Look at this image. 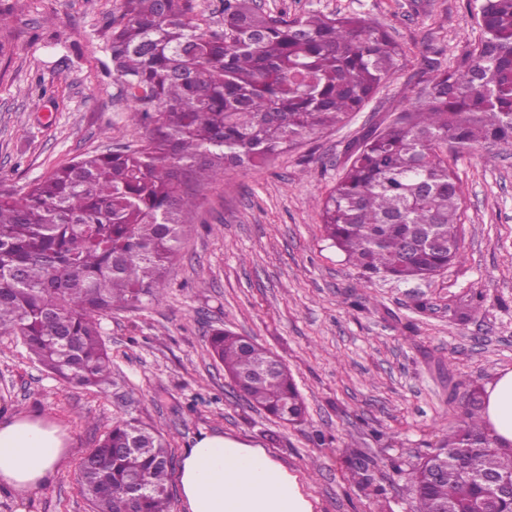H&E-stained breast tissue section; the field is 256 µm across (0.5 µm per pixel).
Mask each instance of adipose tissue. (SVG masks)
Listing matches in <instances>:
<instances>
[{"instance_id":"ef3b65f1","label":"adipose tissue","mask_w":512,"mask_h":512,"mask_svg":"<svg viewBox=\"0 0 512 512\" xmlns=\"http://www.w3.org/2000/svg\"><path fill=\"white\" fill-rule=\"evenodd\" d=\"M484 418L512 444V370L486 385ZM64 435L52 421L17 416L0 422V488L25 496L48 486L66 459ZM177 484L186 512H313L297 478L264 448L221 433L198 436L186 449Z\"/></svg>"}]
</instances>
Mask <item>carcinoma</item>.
I'll return each mask as SVG.
<instances>
[{
  "instance_id": "1",
  "label": "carcinoma",
  "mask_w": 512,
  "mask_h": 512,
  "mask_svg": "<svg viewBox=\"0 0 512 512\" xmlns=\"http://www.w3.org/2000/svg\"><path fill=\"white\" fill-rule=\"evenodd\" d=\"M482 35L463 69L426 56L410 104L348 146L323 200L327 239L369 275L409 282L461 258L463 193L448 147L512 145V0H472ZM221 29L198 33L194 0H121L107 50L147 136L136 148L55 167L0 193V336L44 371L102 390L112 358L100 317L165 298L196 188L227 165L263 164L360 111L402 49L364 16L308 10L290 18L255 0H220ZM211 355L249 405L293 425L305 405L288 366L247 336L215 329ZM352 482L385 498L372 460L347 456ZM172 454L163 428L119 422L81 461L95 512H171ZM512 478L473 389L445 444L407 472L418 512H478L487 476Z\"/></svg>"
}]
</instances>
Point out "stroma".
Wrapping results in <instances>:
<instances>
[{
  "mask_svg": "<svg viewBox=\"0 0 512 512\" xmlns=\"http://www.w3.org/2000/svg\"><path fill=\"white\" fill-rule=\"evenodd\" d=\"M120 0H0V192L56 166L144 140L106 51ZM265 12L359 14L404 54L342 125L260 166H228L204 185L165 275L162 304L101 319L112 385L55 380L0 336V421L39 414L67 433L69 460L28 496L0 491V512H93L79 464L120 420L163 426L174 459L201 433L261 446L297 475L314 512H417L406 470L438 447L471 388L512 370V147L458 152L463 258L411 282L366 277L322 233L321 205L346 148L412 97L423 58L459 67L480 30L467 0H256ZM224 328L291 369L307 406L290 426L252 408L208 353ZM327 444H320L317 433ZM374 462L385 502L348 480L345 456Z\"/></svg>",
  "mask_w": 512,
  "mask_h": 512,
  "instance_id": "35a3bbf8",
  "label": "stroma"
}]
</instances>
